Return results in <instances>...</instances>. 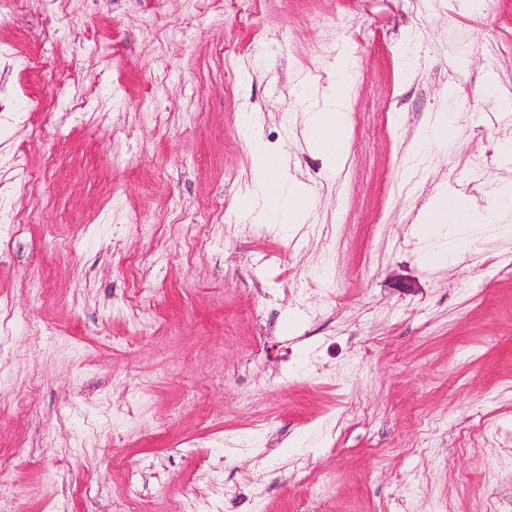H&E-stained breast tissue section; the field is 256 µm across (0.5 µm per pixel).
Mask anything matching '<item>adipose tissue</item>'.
<instances>
[{"label":"adipose tissue","mask_w":512,"mask_h":512,"mask_svg":"<svg viewBox=\"0 0 512 512\" xmlns=\"http://www.w3.org/2000/svg\"><path fill=\"white\" fill-rule=\"evenodd\" d=\"M354 86L350 66L337 67L320 96L319 110L305 111L303 126L310 149L323 159L328 170H336L349 153L348 125L351 90ZM453 105H446L421 129L415 151L444 150L457 139L452 118ZM252 187L240 201V209L256 224L294 225L305 223L313 208L309 190L289 180L283 159L269 153L262 144L252 150ZM512 235V183L499 185L486 208L479 209L448 189L435 193L412 228L413 236L423 247L425 258L432 263H446L468 250L487 227Z\"/></svg>","instance_id":"adipose-tissue-1"}]
</instances>
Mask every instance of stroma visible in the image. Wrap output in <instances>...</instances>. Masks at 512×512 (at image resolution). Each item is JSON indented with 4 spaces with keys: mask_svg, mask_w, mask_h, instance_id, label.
I'll use <instances>...</instances> for the list:
<instances>
[{
    "mask_svg": "<svg viewBox=\"0 0 512 512\" xmlns=\"http://www.w3.org/2000/svg\"><path fill=\"white\" fill-rule=\"evenodd\" d=\"M5 46L39 200L0 246L6 507L512 512V237L430 267L411 233L512 181V0H23ZM344 57L333 174L301 92ZM248 118L314 197L295 236L238 209ZM454 108L455 101L453 97L448 98V104L440 112H436L421 129L414 145V157L423 150H444L454 144L458 134L451 113Z\"/></svg>",
    "mask_w": 512,
    "mask_h": 512,
    "instance_id": "obj_1",
    "label": "stroma"
}]
</instances>
